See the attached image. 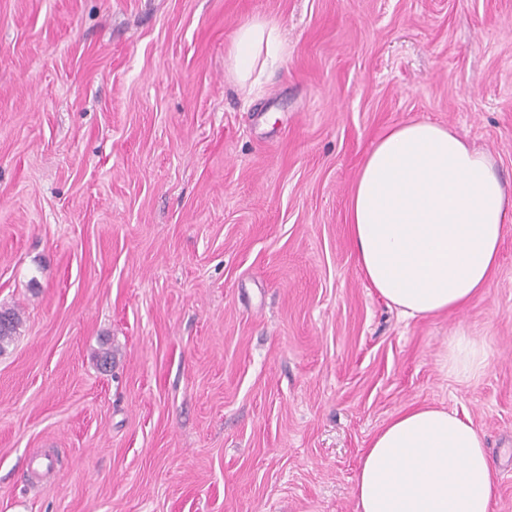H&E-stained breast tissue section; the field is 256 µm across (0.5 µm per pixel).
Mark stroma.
<instances>
[{"label":"stroma","instance_id":"stroma-1","mask_svg":"<svg viewBox=\"0 0 512 512\" xmlns=\"http://www.w3.org/2000/svg\"><path fill=\"white\" fill-rule=\"evenodd\" d=\"M253 18L288 59L249 101ZM422 119L512 185V0H0V512H355L416 404L483 431L512 512V232L479 298L411 320L348 241L362 161ZM287 55V43L278 24L250 20L238 27L227 50L228 73L249 95L261 77L280 66ZM20 324V314L17 310L0 307V353L14 340ZM484 346L466 336H452L448 342L444 365L449 374L459 380H469L481 374L486 366Z\"/></svg>","mask_w":512,"mask_h":512}]
</instances>
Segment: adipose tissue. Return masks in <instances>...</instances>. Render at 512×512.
<instances>
[{
  "instance_id": "obj_1",
  "label": "adipose tissue",
  "mask_w": 512,
  "mask_h": 512,
  "mask_svg": "<svg viewBox=\"0 0 512 512\" xmlns=\"http://www.w3.org/2000/svg\"><path fill=\"white\" fill-rule=\"evenodd\" d=\"M288 54L278 24L250 20L227 50L246 93ZM349 237L371 288L406 319L459 310L487 288L512 228V186L491 156L452 128L393 125L363 161L348 201ZM484 346L452 337L449 374L468 380L486 366ZM498 475L470 419L434 406L391 417L364 448L354 477L356 512H494Z\"/></svg>"
}]
</instances>
